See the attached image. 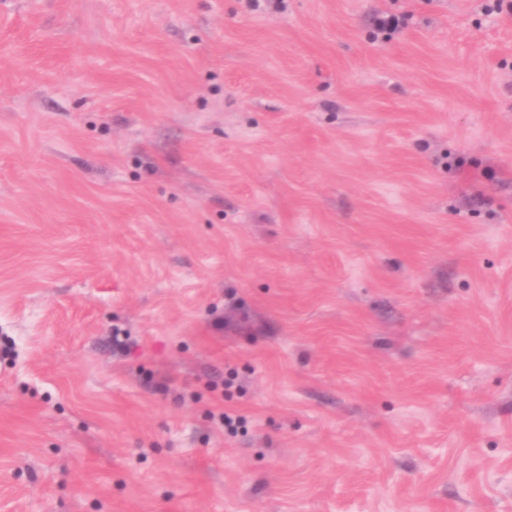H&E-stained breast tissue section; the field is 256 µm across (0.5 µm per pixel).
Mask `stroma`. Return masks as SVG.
Masks as SVG:
<instances>
[{
	"mask_svg": "<svg viewBox=\"0 0 512 512\" xmlns=\"http://www.w3.org/2000/svg\"><path fill=\"white\" fill-rule=\"evenodd\" d=\"M482 3L0 0V512H512ZM411 15L408 13L395 14L381 12L374 19V29L377 34H383L388 38L392 33L408 25Z\"/></svg>",
	"mask_w": 512,
	"mask_h": 512,
	"instance_id": "stroma-1",
	"label": "stroma"
}]
</instances>
